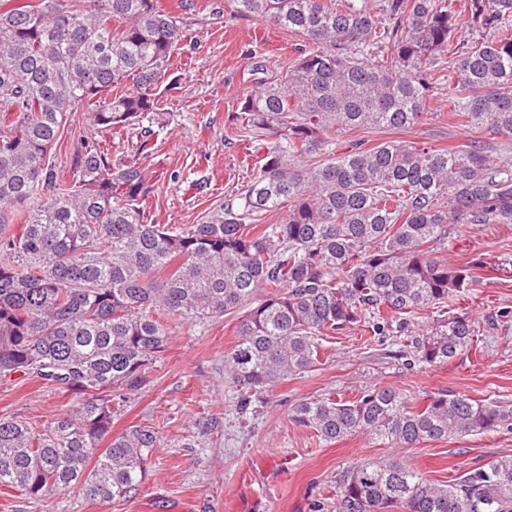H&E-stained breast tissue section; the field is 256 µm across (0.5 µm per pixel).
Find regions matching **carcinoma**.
Segmentation results:
<instances>
[{
	"mask_svg": "<svg viewBox=\"0 0 512 512\" xmlns=\"http://www.w3.org/2000/svg\"><path fill=\"white\" fill-rule=\"evenodd\" d=\"M232 6L302 44L278 75L255 63L257 89L225 127L224 139L262 150L250 182L199 223L168 228L143 206L157 175L138 162L152 154L140 124L170 123L183 17L160 0H0V379L80 398L43 427L0 416V490L102 502L137 490L161 437L146 426L113 435L112 419L166 351L162 311L199 322L242 313L224 371L243 413L316 367L317 337L330 331L391 336L409 366L445 364L471 346L464 316L427 330L414 320L476 282L480 264L448 262L453 226L512 224V158L478 141L355 142L338 153L336 133L411 127L448 82L451 115L512 135V0H469L464 18L452 0ZM464 25L495 38L456 44ZM79 110L95 135L62 180L50 150ZM136 130L127 160L120 145ZM290 420L327 443L363 433L414 448L512 428V405L442 392L418 402L375 384L349 400L301 401ZM337 512H512V456L446 484L399 457L364 459L338 479Z\"/></svg>",
	"mask_w": 512,
	"mask_h": 512,
	"instance_id": "1",
	"label": "carcinoma"
}]
</instances>
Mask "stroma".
Here are the masks:
<instances>
[{
  "label": "stroma",
  "mask_w": 512,
  "mask_h": 512,
  "mask_svg": "<svg viewBox=\"0 0 512 512\" xmlns=\"http://www.w3.org/2000/svg\"><path fill=\"white\" fill-rule=\"evenodd\" d=\"M188 2L162 0L186 19L190 45L173 60L182 74L179 90L168 100L175 118L154 135L150 162L167 177L145 202L157 223L177 228L199 223L253 174L254 157L224 139L229 115L255 87L250 52L261 55L273 75L288 65L299 43L297 35L273 25L234 17L230 0H216V14L189 9ZM451 94L445 84L434 89L428 117L412 128H355L338 139L448 147L478 137L488 154L512 157V136L477 134L449 116ZM90 134L89 113H72L50 152L59 177L68 176L76 147ZM452 257L480 260L484 268L478 282L446 308L447 315L467 317L476 330L473 345L447 364L407 365L394 358L392 337L370 341L363 331L346 329L321 337L315 370L277 383L243 413L224 376V356L237 341V315L182 321L155 364L150 385L112 422L116 434L135 425L151 427L161 437L137 491L109 502L73 492L46 501L0 493V512H336L337 479L364 459L397 456L424 478L444 483L512 455L511 430L392 449L361 434L327 443L290 419L300 401L351 399L373 384L414 397L461 393L512 404V224L469 226L454 241ZM74 403L64 389L35 379L0 380L2 416L42 425Z\"/></svg>",
  "instance_id": "1"
}]
</instances>
